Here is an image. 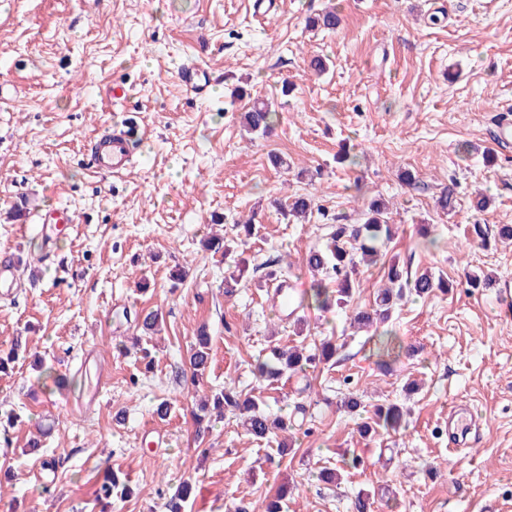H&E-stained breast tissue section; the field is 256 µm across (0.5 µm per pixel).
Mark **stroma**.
Returning a JSON list of instances; mask_svg holds the SVG:
<instances>
[{
  "mask_svg": "<svg viewBox=\"0 0 512 512\" xmlns=\"http://www.w3.org/2000/svg\"><path fill=\"white\" fill-rule=\"evenodd\" d=\"M278 3L259 21L250 0H0V256L17 257L21 281L0 294V350L20 344L0 373V512H99L111 470L133 492L113 496L110 512H166L188 478L187 512H265L283 486L284 512H354L362 491L371 512H512V319L495 290L512 279V243L487 248L468 233L512 225V148L496 141L512 124V0ZM332 5L336 31L310 30L308 18ZM316 55L329 60L324 73L309 67ZM188 59L217 77L209 97L181 84ZM114 84L124 103L108 101ZM256 99L278 114L270 134L242 124ZM129 117L147 129L132 163L119 177L94 173L90 140ZM344 148L348 166L336 162ZM274 155L286 166L273 167ZM407 170L414 183L401 180ZM451 182L457 204L445 213L435 199ZM478 190L492 199L481 213ZM294 195L313 199L308 219L278 211ZM375 198L398 233L382 263L362 268L349 308L304 310L301 327L282 321L263 267L289 262L290 280L310 287L308 251L337 217L360 223ZM17 208L21 219L10 218ZM50 208L74 222L48 247L34 224ZM248 219L250 275L228 295L234 262L203 242L236 237ZM391 259L450 288L399 302L383 368L376 335L350 318L373 305ZM177 266L188 272L179 284ZM475 271L494 287H471ZM152 311L161 330L142 335ZM201 327L211 354L195 388L187 350ZM328 337L332 362L272 385L255 377L273 348ZM229 381L271 415L294 416L292 435L251 438L231 410L198 434L194 391ZM352 395L368 409L407 406L405 425L362 436L360 415L343 406ZM454 403L481 426L476 446L452 456ZM355 456L362 464L349 468ZM43 459L49 486L37 479ZM325 468L341 469V483L320 479Z\"/></svg>",
  "mask_w": 512,
  "mask_h": 512,
  "instance_id": "1",
  "label": "stroma"
}]
</instances>
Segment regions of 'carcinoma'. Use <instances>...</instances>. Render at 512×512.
I'll use <instances>...</instances> for the list:
<instances>
[{"label": "carcinoma", "mask_w": 512, "mask_h": 512, "mask_svg": "<svg viewBox=\"0 0 512 512\" xmlns=\"http://www.w3.org/2000/svg\"><path fill=\"white\" fill-rule=\"evenodd\" d=\"M341 24L336 11L328 10L309 19V27L335 30ZM247 129L254 133H270L276 122V112L268 103L254 101L242 114ZM456 185L451 182L436 200V206L448 212L455 208ZM284 215L306 217L312 213V200L297 196L283 206ZM397 232V225L389 223L385 204L373 200L364 212L360 224H336L329 240L322 248L310 251L306 258L307 267L318 278L314 279L308 291L300 297L298 305L303 308L324 310L332 306L345 308L352 301L355 288L360 284V267L379 260L380 246L391 241ZM248 260L238 255L234 260V271L224 277V293H233L246 272ZM388 285L379 289L375 304L370 310L355 312L353 322L361 328H371L377 324H387L393 311L404 294L409 292L425 297L439 290L448 291V280L425 271L411 275L396 260L391 261L387 272ZM211 338L205 329H200L196 342L192 345L188 369L191 384L201 378L209 366ZM336 354V347L325 340L314 352L309 353L303 347H294L288 351L274 348L271 359L257 365V377L273 383L287 374L302 372L309 365L327 361ZM233 407L242 412L244 425L249 435L255 439H264L276 431L288 432L293 428L286 416L273 417L253 398L230 388L211 392L204 397L193 413L197 426L210 419V412ZM406 411L397 404L376 405L371 416L358 424L363 436H375L379 432H396L405 423ZM120 491L124 496L129 489L118 474H112L110 481L100 488V496L111 506L112 493Z\"/></svg>", "instance_id": "cac0c4a2"}]
</instances>
